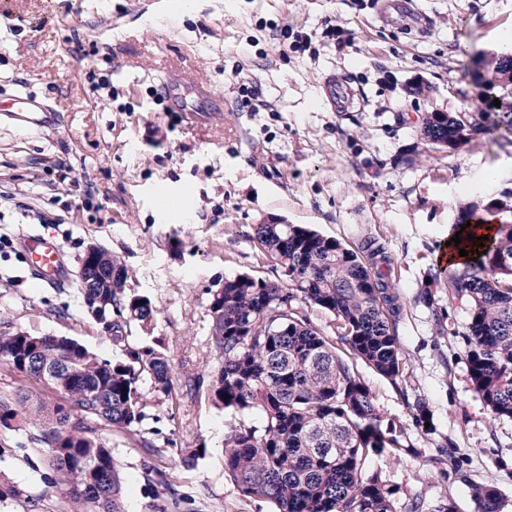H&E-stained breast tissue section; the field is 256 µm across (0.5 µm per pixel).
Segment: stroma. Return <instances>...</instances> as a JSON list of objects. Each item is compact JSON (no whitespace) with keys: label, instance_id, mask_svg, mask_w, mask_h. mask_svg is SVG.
Masks as SVG:
<instances>
[{"label":"stroma","instance_id":"stroma-1","mask_svg":"<svg viewBox=\"0 0 512 512\" xmlns=\"http://www.w3.org/2000/svg\"><path fill=\"white\" fill-rule=\"evenodd\" d=\"M331 25L351 42L324 37ZM511 42L512 0H0V103L27 94L57 117L28 128L0 111V334L66 336L112 358L74 286L95 242L157 306L176 377L137 434L101 432L125 512H272L225 477L228 417L185 387L218 364L210 289L276 277L253 239L272 218L351 247L372 237L395 261L403 381L358 371L406 429L409 451L372 463L398 489L396 512L420 494L474 512L473 483L512 512V418L491 415L470 385L466 302L427 280L459 203L512 193V138L476 134L451 154L415 131L425 112L490 111L502 89L474 62ZM331 75L356 92L346 111L327 103ZM51 158L67 180L47 170ZM31 230L61 246L67 287L30 273L19 237ZM442 445L451 455L432 466ZM198 447L205 455L165 490L156 470ZM48 472L32 429L0 426V512H67Z\"/></svg>","mask_w":512,"mask_h":512}]
</instances>
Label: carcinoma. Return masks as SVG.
<instances>
[{
	"label": "carcinoma",
	"mask_w": 512,
	"mask_h": 512,
	"mask_svg": "<svg viewBox=\"0 0 512 512\" xmlns=\"http://www.w3.org/2000/svg\"><path fill=\"white\" fill-rule=\"evenodd\" d=\"M419 137L443 142L453 153L478 133L512 134L506 102L480 118L461 112L440 119L426 112L416 122ZM496 220L493 237L460 247L476 260L460 269L438 265L435 282L448 297L467 303L462 336L473 390L498 417L512 418V212L477 202L459 206L455 229ZM253 240L282 276L255 280L224 277L210 292L208 342L218 367L206 387L212 404L229 416L224 432V475L242 495L259 498L273 512H396L397 488L368 468L403 447V430L383 416L354 364L337 353L346 347L392 383L403 374L397 324L404 310L383 246L366 237L356 248L297 224H258ZM104 288L76 282L93 319L110 334L119 354L104 359L67 337L0 334V360L40 381L26 359L29 347L57 368L66 391L47 405L22 394L0 399V424L21 415L47 450L48 466L65 487L70 512H122L123 474L99 428L128 433L146 419L148 396L168 397L173 372L163 343L148 344L156 307L147 295L127 293L129 271L117 257ZM316 306L334 316L337 334L324 335L306 313ZM141 335H132V328ZM200 450L181 464L156 470L160 485L174 489ZM477 512H501L503 499L489 484L471 486ZM409 512H457L453 502L435 505L415 498Z\"/></svg>",
	"instance_id": "obj_1"
}]
</instances>
